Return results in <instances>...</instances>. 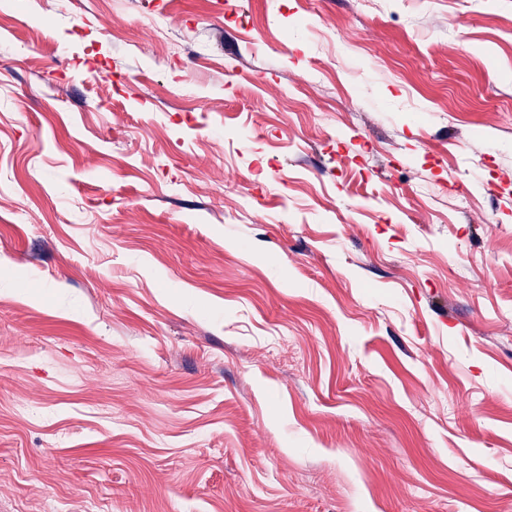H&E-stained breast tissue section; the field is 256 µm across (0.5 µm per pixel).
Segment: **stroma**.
<instances>
[{"instance_id":"35a3bbf8","label":"stroma","mask_w":512,"mask_h":512,"mask_svg":"<svg viewBox=\"0 0 512 512\" xmlns=\"http://www.w3.org/2000/svg\"><path fill=\"white\" fill-rule=\"evenodd\" d=\"M217 2L0 9V512H512V0Z\"/></svg>"}]
</instances>
